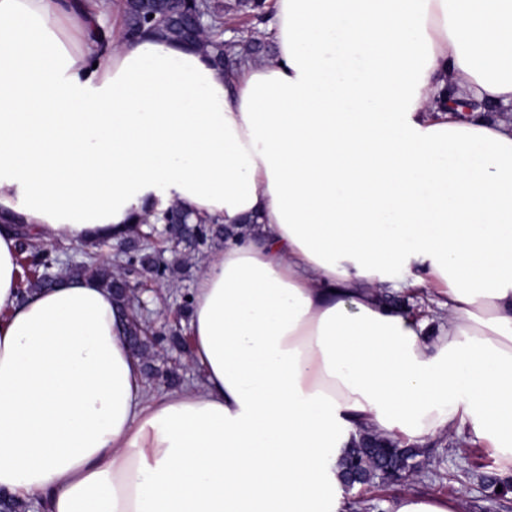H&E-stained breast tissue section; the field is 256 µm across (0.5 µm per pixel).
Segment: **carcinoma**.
Masks as SVG:
<instances>
[{
	"label": "carcinoma",
	"mask_w": 512,
	"mask_h": 512,
	"mask_svg": "<svg viewBox=\"0 0 512 512\" xmlns=\"http://www.w3.org/2000/svg\"><path fill=\"white\" fill-rule=\"evenodd\" d=\"M126 18V32L134 34L152 30L170 40L198 47L213 60H221L232 54L237 57H250L253 52L242 45H228L220 37V28L224 25V12L228 10H249L259 12L260 0H235L224 4L219 0H190L180 3L178 10L168 16L150 17V4L146 0H124L122 3ZM192 10L202 12L210 20L213 30L206 37L188 33L184 24V14ZM167 212L176 214L172 225L167 229L171 248L160 249L152 244L147 235L129 242V252L120 256L124 271L113 266L112 261L103 260L99 248L107 242L93 243L82 251L81 260L65 269L59 266L53 252L36 243L28 230V225H15L18 241L20 283L25 285L23 292L48 289L61 282L64 276H89L110 290L117 307L125 315V333L132 337L140 335L148 322L136 306L130 304V294L135 288L143 286L150 279L158 284L170 280L174 273L170 254L178 255L185 250H194L208 241L224 239V225L193 217L182 205L170 204L157 213L161 217ZM159 342L167 343L175 350L186 349V341L181 335L179 325H168L159 336ZM416 456L412 448H399L395 444L370 435H362L353 446L344 450L339 459L342 480H348L352 474H358L370 484L380 476L391 477L404 473L410 467V460Z\"/></svg>",
	"instance_id": "cac0c4a2"
}]
</instances>
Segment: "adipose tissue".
<instances>
[{"label":"adipose tissue","instance_id":"ef3b65f1","mask_svg":"<svg viewBox=\"0 0 512 512\" xmlns=\"http://www.w3.org/2000/svg\"><path fill=\"white\" fill-rule=\"evenodd\" d=\"M233 69L112 0H0V492L41 512H346L368 432H468L512 471V0H270ZM486 102L495 115L446 107ZM224 224L153 390L112 294L20 297L11 222L119 243ZM408 272L403 281L394 271ZM426 288L414 317L384 301ZM159 342H165L170 346V348L180 351L186 349L187 346L184 337L181 335V329L178 324L167 325L159 336ZM180 351L166 353L158 349L154 354V359L156 360L157 365H162L163 362H167L168 365H174L177 368V372L181 377V380L180 383L172 386L178 387L176 389H181L182 387L199 380V376L195 370L192 369L189 363L188 355L183 354Z\"/></svg>","mask_w":512,"mask_h":512}]
</instances>
